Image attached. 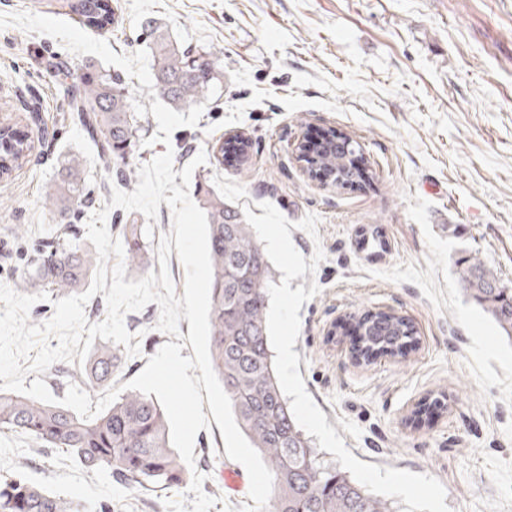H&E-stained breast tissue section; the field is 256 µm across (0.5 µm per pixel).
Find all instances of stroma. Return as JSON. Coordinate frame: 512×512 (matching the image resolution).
Masks as SVG:
<instances>
[{
    "instance_id": "1",
    "label": "stroma",
    "mask_w": 512,
    "mask_h": 512,
    "mask_svg": "<svg viewBox=\"0 0 512 512\" xmlns=\"http://www.w3.org/2000/svg\"><path fill=\"white\" fill-rule=\"evenodd\" d=\"M116 22L103 33L116 54L145 49L140 24L157 19L182 46L219 57L220 80L197 126L169 143L138 146L125 170L105 172L64 91L88 55L11 26L0 30V122L23 131L31 151L0 180V283L23 290L21 271L51 218L42 193L65 155L83 156L94 209H108L112 237L127 225L152 227L147 261L127 266L136 281L159 271V238L171 230L160 204L156 222L111 208L114 189L138 184V170L172 150L174 171L229 133L249 143L245 162L197 167L225 202H268L297 224L314 214L317 236L295 228V248L325 258L291 288L318 286L299 311L293 347L307 392L360 461L435 477L451 512H512V342L463 291L456 261L475 256L512 287V0H112ZM69 73H57V62ZM333 129L362 147L365 178L324 187L303 172L299 144ZM29 229L15 237V225ZM379 235L381 244L369 246ZM392 311L416 328L407 357L353 366L350 328L371 311ZM150 303L127 313L141 353L113 345V386L133 379L170 335ZM447 411L409 421L429 396ZM196 467L209 512L248 504V486L225 487L236 468L219 426L199 430ZM19 473L76 498L145 512L136 492L69 454L0 434V475Z\"/></svg>"
}]
</instances>
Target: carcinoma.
I'll return each instance as SVG.
<instances>
[{
	"label": "carcinoma",
	"mask_w": 512,
	"mask_h": 512,
	"mask_svg": "<svg viewBox=\"0 0 512 512\" xmlns=\"http://www.w3.org/2000/svg\"><path fill=\"white\" fill-rule=\"evenodd\" d=\"M69 12L93 31L106 32L114 16L112 0H64ZM145 28L154 72V90L176 109L208 100L218 79L212 54H194L178 46L158 22ZM76 120L106 167L129 164L142 128L134 121L130 90L110 71L93 63L66 87ZM0 175L18 165L28 145L14 130L0 135ZM338 151L321 160L344 178L356 172L342 163ZM197 193L209 228L213 278L210 297V351L213 370L232 402L236 422L273 476L264 512H393L390 504L369 492L332 462L324 460L296 423L274 370L267 316L268 286L273 281L269 257L242 212L224 196L198 183ZM84 161L64 157L43 193L55 225L24 273L26 289L63 297L87 283L97 267L96 252L73 243L74 220L91 206ZM125 254L134 266L145 263L138 226L130 225ZM466 295L512 340V288L476 258L459 262ZM357 354L370 361L376 352L405 356L412 326L397 316H367L359 323ZM116 369L112 347L96 348L86 372L87 385L112 381ZM0 432L20 433L45 448H58L85 468L107 471L130 490H167L187 484L191 469L173 447L161 404L141 392H126L94 419L71 409L19 394L0 393ZM0 512H82L81 504L18 476H0Z\"/></svg>",
	"instance_id": "cac0c4a2"
}]
</instances>
